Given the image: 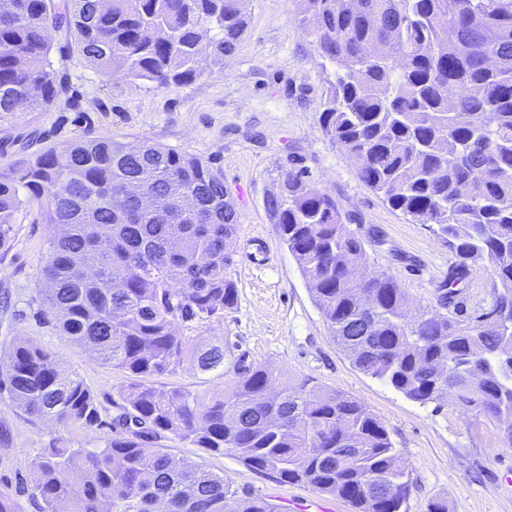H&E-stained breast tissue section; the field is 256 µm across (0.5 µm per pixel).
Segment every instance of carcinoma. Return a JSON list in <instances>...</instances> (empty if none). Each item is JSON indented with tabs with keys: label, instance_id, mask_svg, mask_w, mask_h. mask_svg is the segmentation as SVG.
I'll use <instances>...</instances> for the list:
<instances>
[{
	"label": "carcinoma",
	"instance_id": "carcinoma-1",
	"mask_svg": "<svg viewBox=\"0 0 512 512\" xmlns=\"http://www.w3.org/2000/svg\"><path fill=\"white\" fill-rule=\"evenodd\" d=\"M0 13V121L45 112L66 95L48 32L114 84L160 88L224 69L248 28L242 0H15ZM301 27L346 71L329 83L320 122L360 180L392 209L427 224L454 257L437 286L449 312L416 307L397 280L367 267L363 241L336 200L302 169L279 171L265 211L295 258L336 344L363 373L420 404L448 399L490 421L512 417V0H301ZM136 184L152 210L129 195ZM36 205L51 232L43 304L64 335L131 376L106 414L51 354L20 340L0 400L62 427L112 432L104 447L61 436L32 462L41 512H272L238 500L224 476L174 460L166 440L230 454L284 482L347 500L355 512H401L406 472L382 421L357 398L319 388L274 390L279 374L238 365L230 392L203 403L153 378L224 370V343L197 335L237 301L228 270L239 214L224 172L175 148L89 133L0 170V247ZM103 268L87 273L84 258ZM490 302L457 298L472 271Z\"/></svg>",
	"mask_w": 512,
	"mask_h": 512
}]
</instances>
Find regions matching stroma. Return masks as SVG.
<instances>
[{
  "label": "stroma",
  "mask_w": 512,
  "mask_h": 512,
  "mask_svg": "<svg viewBox=\"0 0 512 512\" xmlns=\"http://www.w3.org/2000/svg\"><path fill=\"white\" fill-rule=\"evenodd\" d=\"M243 7L248 29L224 70L163 89L141 81L107 82L79 55L60 57L65 34L51 32L50 59L66 70L76 103L0 122V135L18 137L21 144L16 154L0 155V169L86 132L131 146L165 144L212 161L223 170L240 214L236 263L229 271L237 302L223 318L198 329L223 341L224 370L199 374L186 368L158 377V384L184 387L206 400L229 388L237 364L245 362L281 370L283 384L291 388L305 383L347 393L390 434L411 485L402 512H430L437 501L447 503L448 512H512V446L500 427L452 402L411 401L354 367L333 340L296 260L278 240L264 197L276 185L279 166H304L311 182L335 198L350 231L364 240L371 270L395 277L415 305L436 306V285L452 262L448 247L428 226L392 210L323 132L319 115L336 66L320 56L299 26V0H244ZM14 228L0 249V361L13 342L30 340L111 406L130 376L72 343L40 304L48 225L37 209L24 207ZM0 425L10 432L9 441L0 443V491L15 499L20 512H39L30 496L31 462L52 438L91 449L104 447L111 436L106 429L37 421L1 401ZM165 446L174 458L224 475L238 498L266 500L274 512H306L316 502L332 512H353L339 497L280 481L234 456L178 440Z\"/></svg>",
  "instance_id": "obj_1"
}]
</instances>
